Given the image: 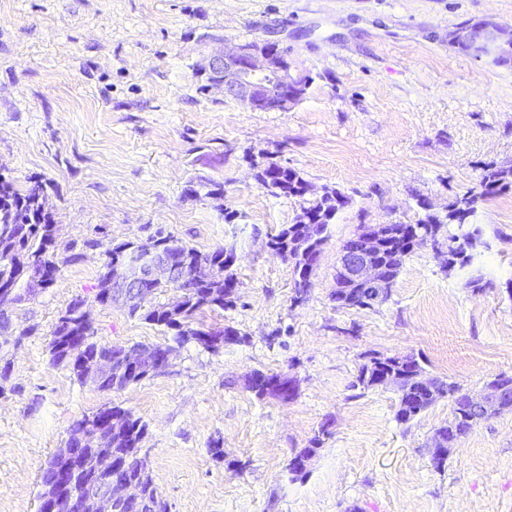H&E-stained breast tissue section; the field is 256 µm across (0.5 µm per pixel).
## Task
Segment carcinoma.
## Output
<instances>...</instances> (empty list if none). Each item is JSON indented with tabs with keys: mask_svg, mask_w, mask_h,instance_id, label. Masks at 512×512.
I'll list each match as a JSON object with an SVG mask.
<instances>
[{
	"mask_svg": "<svg viewBox=\"0 0 512 512\" xmlns=\"http://www.w3.org/2000/svg\"><path fill=\"white\" fill-rule=\"evenodd\" d=\"M257 181L275 197L292 198L298 201L301 213L310 216L318 225L319 241L313 251V262L320 261L322 246L328 238L327 229L340 210L336 197L343 196L338 190L333 195L312 198L306 195L310 183L300 171L288 165L271 162ZM512 190V166H498L494 163L483 167L479 183L464 194L449 199L448 210L434 221L419 218L413 224L417 233L436 235L446 224L467 223L479 206L488 199ZM276 251L282 259L293 265L294 287L297 295L307 294L311 286V275L316 266L302 259L299 223L290 224L272 236ZM156 248L162 254L177 255L190 265H208L211 277L202 279L194 287L187 289L182 308L170 313L160 295L177 289V284H160L149 289L137 302L129 307V315L138 317L150 324L175 332L180 343L195 341L204 348H210L206 340L200 338L204 333L212 337L224 334L222 328H194L192 322L206 309L225 310L233 307V298H225L224 290L235 291L238 281L232 269L224 267L226 249L219 247L203 253L184 244L172 235L156 232L151 236ZM480 240V230L448 236V254L459 259L460 266L468 265L474 258L475 242ZM412 240L405 237L385 244L377 261L384 267L387 286L378 293V299L385 300L409 257L413 248ZM58 236L53 213L48 204L44 185L34 181L27 187L0 173V285L7 284L28 301L41 290L50 288L56 282L58 272L51 267L57 261ZM359 289L349 285L336 275L334 300L341 307H363L357 299ZM62 316L68 325L55 323L48 345L49 361L54 367L70 370L81 384L92 383L101 391H121L131 384L143 380L127 358L130 348L122 345H101L94 340L93 325L84 322L76 313V301H71ZM99 353L112 361V370L92 379L78 371V361L88 355ZM381 371L395 373L399 377V406L396 420L408 423L440 398H448L455 417L448 424L437 429L444 447L452 448L466 437L479 423L489 416L470 408L462 396L461 386L455 382H445L426 376L424 368L417 359L402 364L389 356ZM112 414L124 413L129 418L128 429L123 435L106 437L105 446L112 449L116 459L126 462L110 474H98L92 471V461L98 447L83 449L71 458V465L81 472V477L103 487L113 479L136 481L142 485L143 494L154 498L156 487L148 472L147 460L141 455V443L147 434V424L131 411L119 405L108 407Z\"/></svg>",
	"mask_w": 512,
	"mask_h": 512,
	"instance_id": "1",
	"label": "carcinoma"
}]
</instances>
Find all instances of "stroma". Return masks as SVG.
Masks as SVG:
<instances>
[{"instance_id": "35a3bbf8", "label": "stroma", "mask_w": 512, "mask_h": 512, "mask_svg": "<svg viewBox=\"0 0 512 512\" xmlns=\"http://www.w3.org/2000/svg\"><path fill=\"white\" fill-rule=\"evenodd\" d=\"M481 18L512 26V0H0V166L44 184L63 260L54 286L12 311L13 331L31 335L0 345V512H38L41 470L73 422L113 404L146 422L170 512H512V412L475 426L438 469L431 439L452 417L448 399L401 424L395 389L353 385L369 353L414 355L475 393L512 376V192L472 217L484 244L470 266L446 269L459 231L447 225L384 302L331 297L342 246L363 226L414 223L415 195L440 207L484 165H512V66L448 44ZM226 39L279 42L310 79L303 99L259 111L201 91L195 66ZM261 157L349 198L302 297L266 246L300 207L257 182L249 161ZM214 181L223 198L208 197ZM159 229L202 252L234 248L233 307L195 324L232 326L241 341L186 343L166 370L116 392L51 366V331L79 296L98 343L171 342L94 300L108 243ZM71 249L81 261L67 262ZM254 370L288 373L297 395L257 399L244 386ZM326 422L306 475L290 478Z\"/></svg>"}]
</instances>
